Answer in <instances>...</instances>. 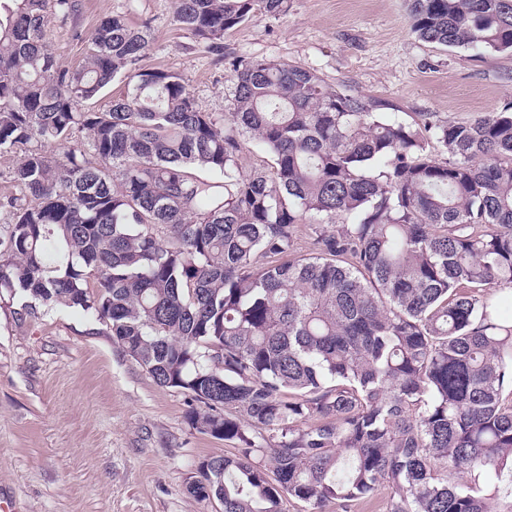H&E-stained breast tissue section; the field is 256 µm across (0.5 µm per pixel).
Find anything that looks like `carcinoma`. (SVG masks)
<instances>
[{
    "label": "carcinoma",
    "mask_w": 512,
    "mask_h": 512,
    "mask_svg": "<svg viewBox=\"0 0 512 512\" xmlns=\"http://www.w3.org/2000/svg\"><path fill=\"white\" fill-rule=\"evenodd\" d=\"M75 8L0 4V157L23 152L0 290L93 311L189 397L194 429L237 445L200 461L198 501L351 512L387 490L386 512H490L483 485L512 486V104L407 124L253 59L231 63V111L202 112L180 75L141 66L148 26L122 15L60 66L48 17ZM287 8L175 0L174 21L218 50ZM408 10L424 42L512 52V0ZM119 75L126 93L92 108ZM249 142L270 167H242Z\"/></svg>",
    "instance_id": "cac0c4a2"
}]
</instances>
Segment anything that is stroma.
<instances>
[{
    "label": "stroma",
    "mask_w": 512,
    "mask_h": 512,
    "mask_svg": "<svg viewBox=\"0 0 512 512\" xmlns=\"http://www.w3.org/2000/svg\"><path fill=\"white\" fill-rule=\"evenodd\" d=\"M76 4L48 25L61 65L81 63L98 19L121 14L150 28L143 67L181 74L204 112L229 110L236 58L314 69L406 123L421 112L468 121L512 102V53L421 41L407 0H289L225 32L217 51L174 23V0ZM29 307L23 294L0 296V499L16 512H221L186 485L233 443L192 429L187 395L157 385L93 312L41 306L30 318Z\"/></svg>",
    "instance_id": "1"
}]
</instances>
